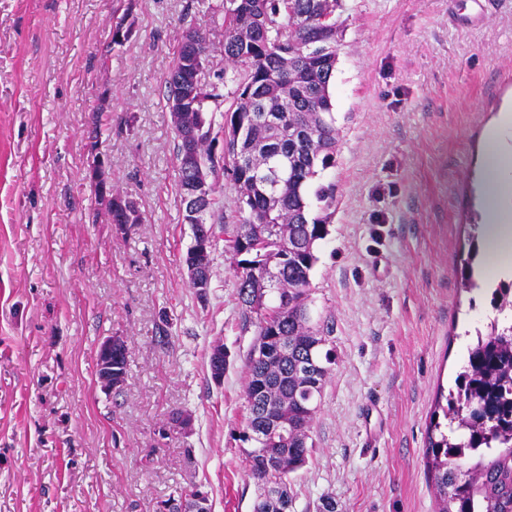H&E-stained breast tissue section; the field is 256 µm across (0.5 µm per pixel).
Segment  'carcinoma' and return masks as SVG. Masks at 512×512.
Returning a JSON list of instances; mask_svg holds the SVG:
<instances>
[{
  "label": "carcinoma",
  "mask_w": 512,
  "mask_h": 512,
  "mask_svg": "<svg viewBox=\"0 0 512 512\" xmlns=\"http://www.w3.org/2000/svg\"><path fill=\"white\" fill-rule=\"evenodd\" d=\"M340 0H224V57L232 74L201 77L209 39L185 32L165 80L169 111L186 100L176 131V186L185 223L214 238L224 223L217 195L220 174L231 177L237 196L235 227L225 253L238 279L243 325L255 328L246 356V416L241 465L262 486L253 512H293L288 475L311 453L310 431L335 363L326 348L329 328L310 317V276L318 248L329 235L335 185L322 182L336 165L338 130L331 83L336 70ZM223 137L213 136V109L224 102ZM222 142L221 154L215 143ZM209 176L202 188L199 170ZM112 223L138 224L134 202L120 196ZM473 245L462 279L465 291L484 293L475 276ZM277 258L278 275L267 265ZM228 366L224 346L207 353L212 380ZM113 374L125 383L126 348L112 352ZM293 412L288 438L267 442L263 427L282 402ZM436 512H512V323L493 318L477 333L454 387L438 391L423 454ZM192 489L167 512H211L208 497Z\"/></svg>",
  "instance_id": "1"
}]
</instances>
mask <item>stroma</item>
Here are the masks:
<instances>
[{
    "mask_svg": "<svg viewBox=\"0 0 512 512\" xmlns=\"http://www.w3.org/2000/svg\"><path fill=\"white\" fill-rule=\"evenodd\" d=\"M221 2L0 0V512H161L195 486L212 512H253L239 433L254 333L223 225L206 301L189 284L163 99L187 28L208 35L212 72L227 68ZM336 19V209L311 275L336 362L288 490L295 512H435L436 392L493 315L461 283L482 131L512 95V0H342ZM94 140L140 223L106 221L85 179ZM111 336L128 344L118 391L96 376ZM228 363V353L224 349V345H212L207 353V367L213 381H217L218 377H223ZM223 382L224 377L221 378L220 384Z\"/></svg>",
    "mask_w": 512,
    "mask_h": 512,
    "instance_id": "obj_1",
    "label": "stroma"
}]
</instances>
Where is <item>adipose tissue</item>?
Returning a JSON list of instances; mask_svg holds the SVG:
<instances>
[{
    "label": "adipose tissue",
    "instance_id": "ef3b65f1",
    "mask_svg": "<svg viewBox=\"0 0 512 512\" xmlns=\"http://www.w3.org/2000/svg\"><path fill=\"white\" fill-rule=\"evenodd\" d=\"M478 220L489 269L497 276L512 274V112L499 113L483 133Z\"/></svg>",
    "mask_w": 512,
    "mask_h": 512
}]
</instances>
